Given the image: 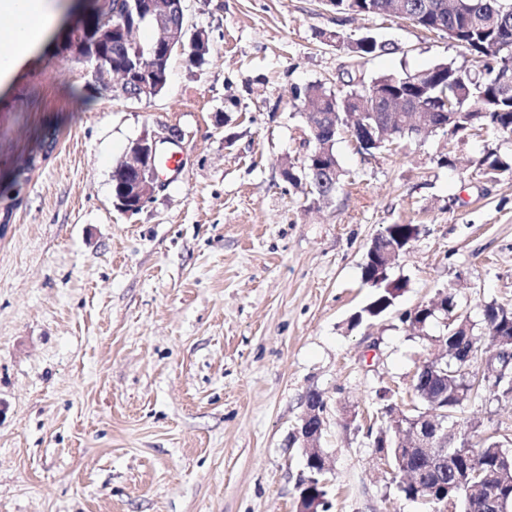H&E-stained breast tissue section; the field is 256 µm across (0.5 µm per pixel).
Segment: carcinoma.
Returning <instances> with one entry per match:
<instances>
[{"label":"carcinoma","mask_w":512,"mask_h":512,"mask_svg":"<svg viewBox=\"0 0 512 512\" xmlns=\"http://www.w3.org/2000/svg\"><path fill=\"white\" fill-rule=\"evenodd\" d=\"M113 0H84L81 4L86 11L85 20L99 23L112 19ZM329 5L341 15L360 13L372 18H386L390 0H370V8L357 11L354 0H331ZM401 13L397 18L417 28L434 32L436 24L454 28L458 32L455 46L463 57L472 61L467 67L455 62H441L427 69L402 74H380L373 77L367 86L356 82L357 72L373 57L395 50L389 43L374 40L363 43L360 38L349 40L338 31L326 36L336 46H345L349 62L346 68L348 80L342 86L331 90L321 84L294 86L290 90L293 102L310 101L325 113V120L340 132L354 122L360 133L368 136L360 151L372 154L390 151L409 140L402 128L390 131L381 124V115L391 104L377 100L372 87L395 84L391 96L406 100L405 106L414 108L419 104L431 113L436 130L452 137L467 139L481 132L504 139L512 137V51L506 44L512 43V0H398ZM148 46L146 42L130 44L120 34L112 38V61L120 63L123 55L140 51ZM325 147L333 164L336 177H331L326 167L317 165V160L308 158L306 171L288 160L292 167L288 183H307L312 193L320 196L337 192L343 185L344 171L334 152L332 138H327ZM38 156H31L27 163L14 173L9 186L0 191V200H5L3 221L9 223V216L16 206L21 189L29 181V174L36 168ZM479 173L494 177L509 165L502 159L499 150L489 148L476 161ZM418 234L416 224H390L372 244L375 249L404 246ZM392 266L364 265L362 279L377 289L372 300L357 313V320L372 319L384 314L405 288L401 280H392L389 273ZM447 306L442 317L447 320L446 333L442 344L446 349L457 350L460 358L466 360L459 365L450 359L439 363L428 371L425 378L415 382L414 394L418 406L448 417L457 418L467 405L480 398L490 381L485 361L478 358V345L470 340L473 327L461 311L456 294L452 289L443 292ZM483 320L488 333L512 332V308L496 302L488 303L483 309ZM496 364L503 369L498 380V394L512 398V354L496 358ZM449 464L441 477H436L437 468L432 459L425 455H412L404 459L403 465L417 472L421 481L417 484L404 481L397 486L400 495L413 499L421 495L423 487L441 480L448 490H439L435 495L434 512H483L480 497L490 492L512 506V452L503 448L497 432L487 433L477 441L472 438L460 439L448 449ZM308 476L302 484L310 483V491L316 497L326 496L322 482L321 464L317 460L306 463Z\"/></svg>","instance_id":"carcinoma-1"}]
</instances>
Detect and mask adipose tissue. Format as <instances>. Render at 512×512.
Here are the masks:
<instances>
[{
    "mask_svg": "<svg viewBox=\"0 0 512 512\" xmlns=\"http://www.w3.org/2000/svg\"><path fill=\"white\" fill-rule=\"evenodd\" d=\"M0 87L48 41L59 23L55 0H0Z\"/></svg>",
    "mask_w": 512,
    "mask_h": 512,
    "instance_id": "1",
    "label": "adipose tissue"
}]
</instances>
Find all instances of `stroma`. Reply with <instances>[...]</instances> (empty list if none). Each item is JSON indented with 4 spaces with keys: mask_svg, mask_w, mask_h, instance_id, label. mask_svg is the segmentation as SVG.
Listing matches in <instances>:
<instances>
[{
    "mask_svg": "<svg viewBox=\"0 0 512 512\" xmlns=\"http://www.w3.org/2000/svg\"><path fill=\"white\" fill-rule=\"evenodd\" d=\"M79 11L71 0L49 47L0 91V189L38 137L58 134L0 226V512H295L307 470L291 434L312 391L327 404V512H428L398 494L347 414L372 418L386 388L410 404L443 326L420 335L401 316L441 290L488 347L485 304L512 306V143L488 180L479 138L433 133L370 156L344 134L347 185L328 202L281 169L307 153L291 87L344 75L346 49L323 34L394 43L367 79L458 49L322 0H184L209 54L174 55L166 89L131 101L63 52ZM162 125L182 134L184 178L121 213L112 171ZM409 223L419 234L390 272L405 288L353 324L373 294L372 240ZM464 416L512 435V401L487 393Z\"/></svg>",
    "mask_w": 512,
    "mask_h": 512,
    "instance_id": "1",
    "label": "stroma"
}]
</instances>
